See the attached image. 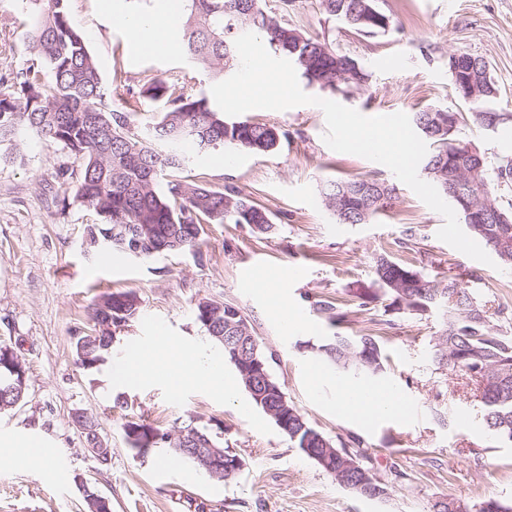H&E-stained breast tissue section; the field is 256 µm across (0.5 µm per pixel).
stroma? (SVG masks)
I'll list each match as a JSON object with an SVG mask.
<instances>
[{"instance_id":"1","label":"stroma","mask_w":512,"mask_h":512,"mask_svg":"<svg viewBox=\"0 0 512 512\" xmlns=\"http://www.w3.org/2000/svg\"><path fill=\"white\" fill-rule=\"evenodd\" d=\"M169 0H68L74 27L95 58L116 108L133 106L132 129L146 132L160 106L131 94L151 80L178 82L185 93L210 96L213 78L180 51L142 52L121 23L124 15L168 11ZM391 19L377 34L357 31L326 15L320 0H265L266 10L290 26L354 59L368 75L358 89L304 85L305 93L339 102L366 116L413 114L428 106L462 118L460 144L484 153L489 166L512 155V0H376ZM29 15L19 0H0V79L26 67ZM483 57L500 89L493 110L505 120L488 128L455 93L448 54ZM394 59L392 69L378 62ZM244 120L282 131L270 154L222 150L193 157L194 181L233 186L272 214L265 235L246 224H209L201 256L172 253L140 260L118 250L87 251L85 227L94 212L76 197L82 161L61 143L23 134L18 150L0 148V340L11 342L27 367L24 401L0 414L4 442L32 435L59 450L52 465L37 461L0 470V512H84L85 493L112 501V512H432L453 497L470 506L488 497L512 500V443L492 437L478 414L480 402L460 373L439 365L434 345L445 328L442 311L416 312L378 293L374 263L386 254L430 278L455 277L486 301L492 324L512 313V268L475 261L436 233L443 217L427 207L390 169L330 149L323 111L302 105L286 111L255 109ZM67 170L59 179V170ZM363 175L395 185L391 204L365 224H342L321 198L325 182ZM137 292L140 313L114 333L112 352L97 368L79 367L73 338L89 330L91 305L100 295ZM229 302L251 322L265 352L274 353L273 376L309 422L333 440L360 441L388 493L360 496L338 483L289 441L258 408L232 366L224 380L232 400L210 386H176L160 377L126 386L115 380L130 346L151 350L158 335L180 347H212L195 318L201 300ZM330 301L342 315L330 321L316 309ZM377 336L384 370L367 376L396 389L407 405L403 419L372 424L352 420L336 406L338 372L317 354L336 336ZM97 417L111 448L108 465L87 451L71 416ZM134 419L179 430L205 426L218 433L243 469L228 481L210 478L169 448L136 457L122 431Z\"/></svg>"}]
</instances>
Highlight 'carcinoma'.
Instances as JSON below:
<instances>
[{"label":"carcinoma","instance_id":"obj_1","mask_svg":"<svg viewBox=\"0 0 512 512\" xmlns=\"http://www.w3.org/2000/svg\"><path fill=\"white\" fill-rule=\"evenodd\" d=\"M30 13L27 32L31 59L0 91V145L17 146L22 131L62 143L84 159L77 197L93 210L99 221L87 225V242L93 251L113 248L142 260L172 252L190 251L201 255L200 242L206 224H247L264 235L273 228L269 211L226 186L222 190L195 183L184 175L193 153H206L218 147L268 154L276 150L282 134L275 127L249 121H232L204 98L188 95L163 79L144 85L139 95L162 103L159 120L143 136L132 131V111L113 110L106 99L97 63L83 36L71 23L66 0H25ZM185 17L181 49L215 77L239 61L234 46L237 37L259 31L269 46L291 61L310 84L336 89V71L348 56L268 14L261 0H181ZM324 12L338 17L364 33H377L390 26V18L374 6L373 0H321ZM50 78H45L44 70ZM430 151L421 167L442 165L428 178L448 191L455 182L459 158L468 147L454 139V131L438 137L419 131ZM167 181V190L160 188ZM512 182V160H507L490 176L488 164L457 183L464 196L483 191L482 204L490 206L491 221L469 224L468 231L494 248L506 245L512 266V215L501 208L494 185ZM395 193L394 186L373 178L352 177L326 182L321 195L324 205L342 224H365L384 210ZM375 280L384 294L405 302L414 311L425 312L441 304L446 328L434 345L435 358L448 369L465 375L475 385L489 433L512 442V336L490 324L486 304L470 289L452 278L441 284L410 264L387 256L377 258ZM140 298L133 291L110 293L96 299L91 307L93 324L107 323L114 328L127 325L140 311ZM196 320L208 336L224 337V361L233 366L241 385L250 357L262 364L256 385L262 398L250 396L264 414L274 411L288 416L289 440L299 449L320 453L334 448L358 459L360 468L349 478L367 475L387 489L370 466L371 457L362 447L349 448L336 443L316 429L303 413L288 401L273 377L270 360L259 346L254 329L241 310L222 303L216 314L196 307ZM112 332L99 329L74 337L73 348L81 366L91 368L102 362L112 349ZM11 344L0 341V413L8 412L20 399L21 388H13L7 378V352ZM317 353L339 369H360L376 375L383 370L378 341L372 336H335L318 347ZM72 421L94 446L98 420L77 412ZM140 420L123 424L128 449L143 456L149 449L130 440V432L149 429ZM162 439L157 447L170 448L188 458L193 448L190 432L183 434L158 429ZM474 512H512V502L488 498L475 504Z\"/></svg>","mask_w":512,"mask_h":512}]
</instances>
